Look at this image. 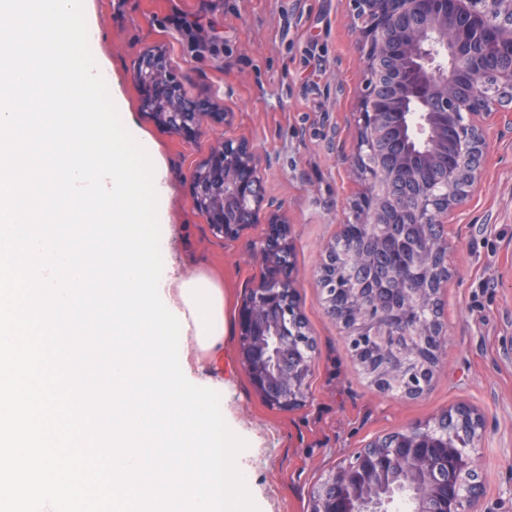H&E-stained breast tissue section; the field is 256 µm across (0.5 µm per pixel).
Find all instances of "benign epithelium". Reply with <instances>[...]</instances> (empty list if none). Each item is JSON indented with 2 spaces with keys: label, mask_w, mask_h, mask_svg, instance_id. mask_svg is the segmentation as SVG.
Instances as JSON below:
<instances>
[{
  "label": "benign epithelium",
  "mask_w": 512,
  "mask_h": 512,
  "mask_svg": "<svg viewBox=\"0 0 512 512\" xmlns=\"http://www.w3.org/2000/svg\"><path fill=\"white\" fill-rule=\"evenodd\" d=\"M474 0H352L355 14L371 19L360 27L361 42L367 45V69L383 77L387 71L383 62L399 59L403 69L416 77L409 96L411 111L396 112L385 124L377 120L387 111V100L367 88L362 110L375 120L361 126L359 138L373 141H402L407 144L422 142L425 160L431 154L448 148V131L443 116L448 111V88L463 87L466 106L471 110L485 108L489 95L472 79V72L480 59L469 65L450 67L447 58L462 56L469 46V38H478V44L491 39L486 27V13L502 4L512 10V0H484L480 8ZM137 74L150 93L142 102L144 111L151 113L171 130L188 135L208 119L224 117L222 112H211L205 105L188 98L173 80L165 56L158 50H149L140 57ZM458 152L468 153L476 147L485 151V140L479 126L459 131ZM192 198L195 206L208 213L212 231L233 238L260 212L263 199V163L247 143L232 138L219 142L209 159L195 167L191 174ZM373 205L367 224L388 223L387 214L393 209L403 211L418 224H427L437 215L430 195H421L408 204L398 202L396 178L385 168H378L370 179ZM288 247L287 224L276 220L270 223L269 236L256 247L255 256L263 268L259 282L245 295L239 308L240 334L249 337L241 349L242 363L260 398L270 407L292 411L305 402L309 380L313 372V357L297 354L287 341L288 326L282 321L284 284L292 277L273 279L269 271L281 251ZM412 291H404V308L384 306L376 316L362 320L359 326L374 336H384L382 343L388 355L387 370L395 371L399 358L396 343L388 337L403 336L409 341L424 342L440 335L439 345L447 341L446 331H437L431 322H425L409 310ZM365 470L356 473L346 465L332 470L312 492L311 512H369V501L378 496L388 503L389 482L399 474L424 489L425 493L442 501L445 512H479L482 498L477 480L469 484V491L458 492L457 476L465 471L478 475L475 452H454L449 448H427L420 439H414L402 448L376 458H365Z\"/></svg>",
  "instance_id": "7a95c632"
}]
</instances>
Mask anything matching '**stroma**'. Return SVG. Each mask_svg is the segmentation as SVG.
Wrapping results in <instances>:
<instances>
[{
  "label": "stroma",
  "mask_w": 512,
  "mask_h": 512,
  "mask_svg": "<svg viewBox=\"0 0 512 512\" xmlns=\"http://www.w3.org/2000/svg\"><path fill=\"white\" fill-rule=\"evenodd\" d=\"M92 53L111 75L172 187L163 235L189 275L224 287L229 333L204 374L224 381V419L249 443L241 459L260 512H310L319 479L361 448L449 413L480 419L474 452L481 512H512V114L481 119L479 183L444 220L448 280L440 290L448 341L427 391L383 395L354 363L346 332L325 311L318 282L324 247L356 222L366 191L357 169L365 55L349 0H84ZM199 21L196 43L176 25ZM159 48L189 98L225 113L184 138L142 108L136 71ZM266 162L265 202L237 238L214 236L193 203L190 175L224 138ZM288 221L300 312L316 342L304 404L281 412L255 392L238 351V309L260 269L254 246L271 215Z\"/></svg>",
  "instance_id": "35a3bbf8"
}]
</instances>
